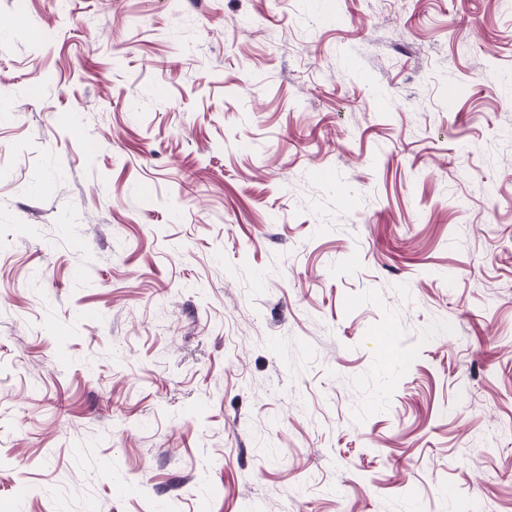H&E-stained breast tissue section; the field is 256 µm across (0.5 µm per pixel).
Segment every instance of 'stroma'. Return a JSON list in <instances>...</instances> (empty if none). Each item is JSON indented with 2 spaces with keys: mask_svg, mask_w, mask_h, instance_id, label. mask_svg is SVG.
Instances as JSON below:
<instances>
[{
  "mask_svg": "<svg viewBox=\"0 0 512 512\" xmlns=\"http://www.w3.org/2000/svg\"><path fill=\"white\" fill-rule=\"evenodd\" d=\"M0 512H512V0H0Z\"/></svg>",
  "mask_w": 512,
  "mask_h": 512,
  "instance_id": "stroma-1",
  "label": "stroma"
}]
</instances>
